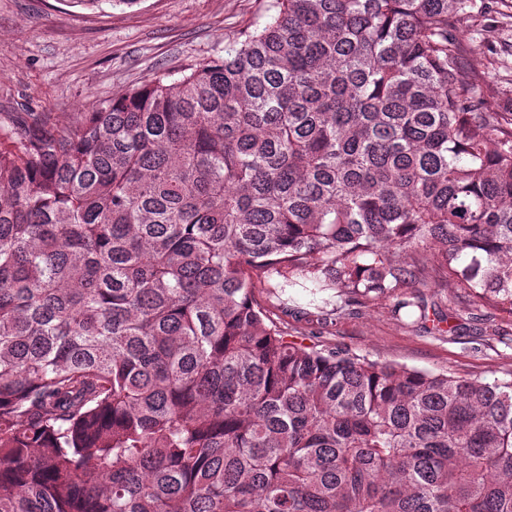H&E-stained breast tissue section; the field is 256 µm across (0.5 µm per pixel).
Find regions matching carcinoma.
<instances>
[{"label":"carcinoma","mask_w":512,"mask_h":512,"mask_svg":"<svg viewBox=\"0 0 512 512\" xmlns=\"http://www.w3.org/2000/svg\"><path fill=\"white\" fill-rule=\"evenodd\" d=\"M473 2L270 0L222 57L0 127V512H512V379L290 341L258 299L334 288L326 324L438 277L512 313Z\"/></svg>","instance_id":"carcinoma-1"}]
</instances>
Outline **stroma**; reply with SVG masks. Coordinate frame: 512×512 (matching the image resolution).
<instances>
[{"mask_svg":"<svg viewBox=\"0 0 512 512\" xmlns=\"http://www.w3.org/2000/svg\"><path fill=\"white\" fill-rule=\"evenodd\" d=\"M269 0H139L100 10L67 0H0V125L31 112L69 125L106 100L166 71L208 61L225 40L252 30ZM466 69L479 78L473 95L492 112L512 113V0H475L458 29ZM411 296L452 311L451 322L424 321L410 307L392 314L394 298L363 301L336 323H318L335 291L296 287L265 301L267 313L305 344L347 348L377 362L454 376H512V314L477 307L455 282L427 281Z\"/></svg>","mask_w":512,"mask_h":512,"instance_id":"stroma-1","label":"stroma"}]
</instances>
